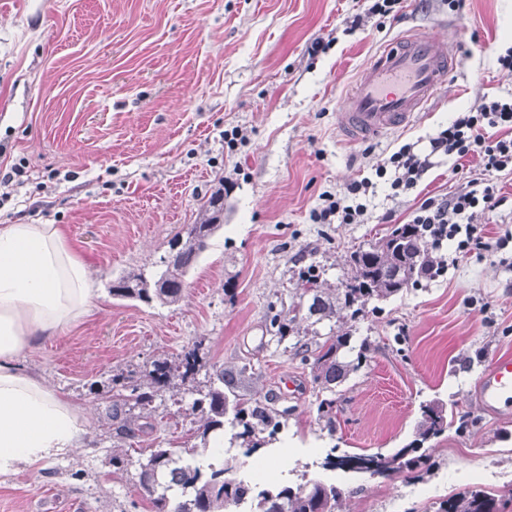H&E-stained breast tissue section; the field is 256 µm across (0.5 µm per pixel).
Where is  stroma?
Listing matches in <instances>:
<instances>
[{"instance_id": "1", "label": "stroma", "mask_w": 512, "mask_h": 512, "mask_svg": "<svg viewBox=\"0 0 512 512\" xmlns=\"http://www.w3.org/2000/svg\"><path fill=\"white\" fill-rule=\"evenodd\" d=\"M364 0H0V225H64L95 282L92 313L19 361L79 406L83 445L36 469L0 475V512H148L139 465L187 440L180 405L220 365L239 395L287 409L265 455L263 488L317 480L347 489L339 512H426L459 490L505 501L512 486V403L487 410L479 383L492 358L512 356V244L495 256L444 249L445 275L381 302L351 322L369 338L366 367L339 388L335 433L317 418L309 362L272 338L273 310L298 299V268L320 263L326 285L358 245L382 237L386 213L408 223L427 197L454 190L445 157L393 198L375 167L404 143L426 148L477 95L512 97L500 53L512 47V0H406L374 17L369 36L340 30ZM455 29L465 62L429 111L379 142L336 131L342 97L371 54L409 29ZM375 179L364 224H317L326 193ZM503 202L477 214L487 238L512 229V173H496ZM226 187L224 226L209 241L175 306L113 297L131 271L153 270L174 233ZM201 344L203 371L174 380L141 431L119 440L107 415L118 375L144 373ZM252 367L240 376L241 366ZM448 426L424 443L420 478L326 470L327 454H390L415 438L425 403ZM120 464H113V457Z\"/></svg>"}]
</instances>
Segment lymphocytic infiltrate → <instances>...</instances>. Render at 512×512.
Returning a JSON list of instances; mask_svg holds the SVG:
<instances>
[{
    "label": "lymphocytic infiltrate",
    "mask_w": 512,
    "mask_h": 512,
    "mask_svg": "<svg viewBox=\"0 0 512 512\" xmlns=\"http://www.w3.org/2000/svg\"><path fill=\"white\" fill-rule=\"evenodd\" d=\"M438 156L454 158L458 173L465 170L467 162L477 161L482 174L458 184L447 195L425 198L413 214V223L422 225L438 248L448 242L466 253L504 247L512 239L511 230L497 242H489L473 217L477 211L494 210L500 202L492 174L512 172V101L478 96L468 110L458 113L448 127L430 139L427 152H418L413 143H405L377 166L376 175L389 178L392 194L398 197L417 186ZM370 187V181L363 179L348 184L342 192L325 196L313 210V220L319 224L365 223V198Z\"/></svg>",
    "instance_id": "1"
}]
</instances>
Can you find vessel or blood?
Returning a JSON list of instances; mask_svg holds the SVG:
<instances>
[{"label":"vessel or blood","mask_w":512,"mask_h":512,"mask_svg":"<svg viewBox=\"0 0 512 512\" xmlns=\"http://www.w3.org/2000/svg\"><path fill=\"white\" fill-rule=\"evenodd\" d=\"M459 65L456 40L407 33L377 51L345 94L336 127L350 143L376 139L413 122ZM484 406L512 401V358H493L480 383Z\"/></svg>","instance_id":"vessel-or-blood-1"}]
</instances>
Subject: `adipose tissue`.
<instances>
[{"label":"adipose tissue","instance_id":"ef3b65f1","mask_svg":"<svg viewBox=\"0 0 512 512\" xmlns=\"http://www.w3.org/2000/svg\"><path fill=\"white\" fill-rule=\"evenodd\" d=\"M94 281L60 224L0 225V473L79 447L81 411L19 359L91 312Z\"/></svg>","mask_w":512,"mask_h":512}]
</instances>
